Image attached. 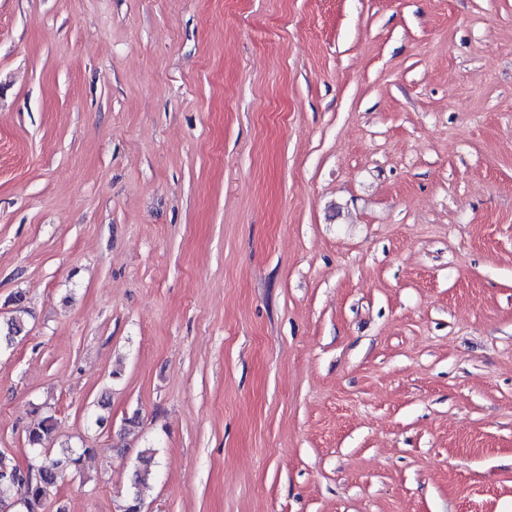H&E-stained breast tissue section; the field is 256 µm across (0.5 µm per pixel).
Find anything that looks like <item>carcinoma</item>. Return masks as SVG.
<instances>
[{
	"label": "carcinoma",
	"mask_w": 512,
	"mask_h": 512,
	"mask_svg": "<svg viewBox=\"0 0 512 512\" xmlns=\"http://www.w3.org/2000/svg\"><path fill=\"white\" fill-rule=\"evenodd\" d=\"M54 424L47 417L26 431V441L34 451L46 448L52 440ZM138 464L132 474L130 486L125 495L120 512H139L142 508V489L148 485L154 474V451L145 449L137 456ZM81 456L66 448L55 456L41 458L33 472L22 476L19 467L0 458V485L12 486L18 493V501L26 512H39L50 489L56 486L63 473L77 468Z\"/></svg>",
	"instance_id": "cac0c4a2"
}]
</instances>
